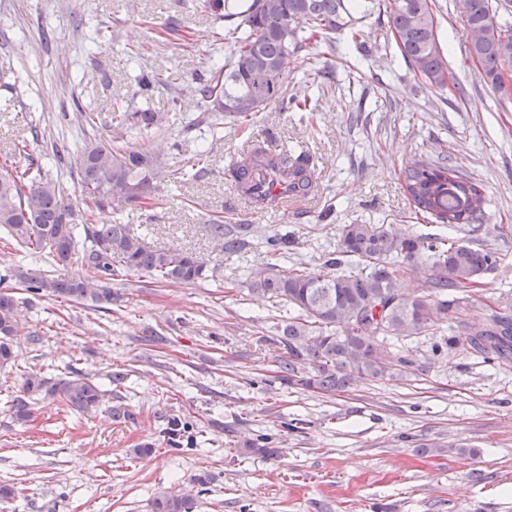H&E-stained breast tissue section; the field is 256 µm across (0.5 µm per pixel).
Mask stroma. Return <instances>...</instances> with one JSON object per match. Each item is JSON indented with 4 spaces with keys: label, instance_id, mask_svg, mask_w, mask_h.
Masks as SVG:
<instances>
[{
    "label": "stroma",
    "instance_id": "obj_1",
    "mask_svg": "<svg viewBox=\"0 0 512 512\" xmlns=\"http://www.w3.org/2000/svg\"><path fill=\"white\" fill-rule=\"evenodd\" d=\"M210 3L0 0V158L21 170L52 144L65 146L63 163L48 171L77 206L84 144L124 135L122 111L165 113L161 129L130 137L139 150L167 154L158 204L92 221L129 225L148 245L187 249L217 267L193 284L120 273L111 303L97 307L26 291L17 271L70 279L87 271L77 256L32 263L0 231V289L21 298L27 327L13 342V368L0 371V483L15 488L0 512H153L165 491L191 497L193 512H512V366L454 349L433 355L442 336L432 330L406 340L426 366L416 378L336 395L282 384L288 308L255 301L243 276L276 234L295 241L290 263L311 270L337 250L347 224L451 235L410 208L401 170L421 154L483 188L484 215L469 238L506 256L474 293L471 324L483 326L489 297L512 291V98L470 59L462 0H434L452 88L415 74L381 0L336 34L322 72L308 49L293 55L282 94L308 93L315 111L273 103L246 120L211 111L193 91L232 49L236 22ZM144 77L154 81L145 92ZM268 135L312 157L317 203L240 210L225 169ZM21 140L28 149L19 155ZM217 220L252 226L242 252L213 250L208 226ZM74 371L103 391L97 412L40 392L21 421L5 404L29 374L55 384ZM172 417L189 426L175 443L165 434ZM295 419L305 426L289 431ZM263 438L274 455L253 450Z\"/></svg>",
    "mask_w": 512,
    "mask_h": 512
}]
</instances>
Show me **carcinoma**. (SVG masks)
<instances>
[{
	"label": "carcinoma",
	"instance_id": "1",
	"mask_svg": "<svg viewBox=\"0 0 512 512\" xmlns=\"http://www.w3.org/2000/svg\"><path fill=\"white\" fill-rule=\"evenodd\" d=\"M373 0H212L224 18H242L233 30V48L224 65L198 79L194 92L206 102L223 101L225 115L247 117L279 101L289 57L310 45L320 55L332 34L352 24L353 13L368 11ZM467 23L474 34L469 54L484 78L498 85L501 73L512 67V14L497 0H465ZM396 45L416 74L432 87L448 86V61L438 47L432 0H391L389 11ZM132 130L163 126L158 112H126ZM164 161L120 142L91 141L79 155L80 195L86 206L83 223L73 206L56 192L48 173L31 163L16 176L0 169V228L27 249L32 259L66 262L81 253L88 277L79 280L18 278L31 290H50L59 297L112 302L105 281L124 272H139L160 283L193 284L216 273L208 261L176 246L150 247L126 224H90L96 210L141 204L155 198ZM267 174V182L291 194L306 195L314 189V163L303 151L285 150L274 156L256 144L242 157L230 177L250 191L248 176ZM403 188L414 212L434 224L458 231L476 224L484 214L482 188L466 175L421 155L402 169ZM214 248L236 253L240 239L224 224L210 225ZM266 260L251 268L247 288L257 299H268L294 308L279 342L287 349L283 361L290 385L328 394L345 392L358 380L402 379L416 364L412 351L398 346L401 339L430 329L448 328L443 348L464 349L494 364H512V294L502 293L489 305L484 328L471 327V291L483 277L496 270L503 255L492 247H474L463 237L400 235L379 230L374 224L343 227L340 257L326 261L334 275L281 265L286 238H271ZM357 262V271L340 270L344 258ZM425 274L427 294L400 292L397 282ZM20 301L0 291V368L14 363V337L25 329L19 316ZM310 367L313 374L298 376ZM43 387L31 374L24 394L9 400L20 420L31 417L33 403L25 395ZM62 395L63 402L83 413L97 411L103 393L84 375L63 379L47 390ZM155 512H192L185 497L163 493L154 501Z\"/></svg>",
	"mask_w": 512,
	"mask_h": 512
}]
</instances>
